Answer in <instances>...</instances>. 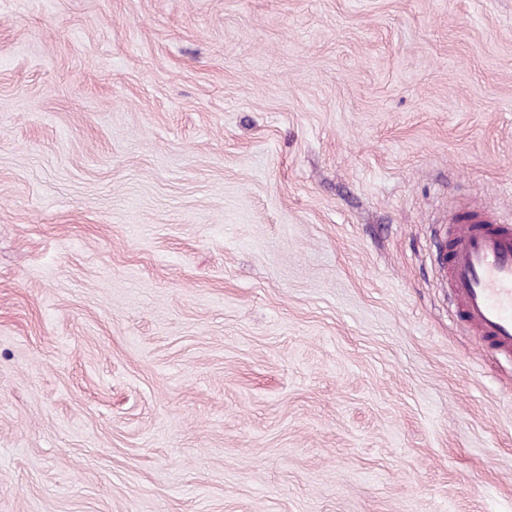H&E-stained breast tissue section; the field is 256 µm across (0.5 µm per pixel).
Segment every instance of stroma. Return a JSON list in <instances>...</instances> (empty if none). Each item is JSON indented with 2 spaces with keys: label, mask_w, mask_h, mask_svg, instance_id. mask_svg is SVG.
Segmentation results:
<instances>
[{
  "label": "stroma",
  "mask_w": 512,
  "mask_h": 512,
  "mask_svg": "<svg viewBox=\"0 0 512 512\" xmlns=\"http://www.w3.org/2000/svg\"><path fill=\"white\" fill-rule=\"evenodd\" d=\"M512 0H0V512H512ZM438 264L458 321L487 348L512 357V224L502 223L490 204L454 207Z\"/></svg>",
  "instance_id": "35a3bbf8"
}]
</instances>
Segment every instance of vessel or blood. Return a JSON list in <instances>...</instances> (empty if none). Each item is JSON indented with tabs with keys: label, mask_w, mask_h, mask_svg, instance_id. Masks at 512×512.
Returning a JSON list of instances; mask_svg holds the SVG:
<instances>
[{
	"label": "vessel or blood",
	"mask_w": 512,
	"mask_h": 512,
	"mask_svg": "<svg viewBox=\"0 0 512 512\" xmlns=\"http://www.w3.org/2000/svg\"><path fill=\"white\" fill-rule=\"evenodd\" d=\"M438 264L458 321L487 348L512 357V224L489 204L454 207Z\"/></svg>",
	"instance_id": "obj_1"
}]
</instances>
